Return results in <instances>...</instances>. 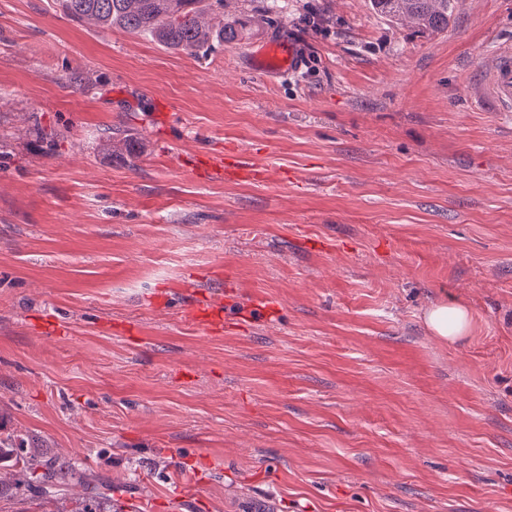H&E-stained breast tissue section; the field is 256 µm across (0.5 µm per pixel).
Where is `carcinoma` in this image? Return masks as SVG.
Returning <instances> with one entry per match:
<instances>
[{"instance_id": "obj_1", "label": "carcinoma", "mask_w": 512, "mask_h": 512, "mask_svg": "<svg viewBox=\"0 0 512 512\" xmlns=\"http://www.w3.org/2000/svg\"><path fill=\"white\" fill-rule=\"evenodd\" d=\"M62 4L71 17L99 30L144 33L159 45L190 56L208 54L249 26L245 18L224 20V0H62ZM371 5L399 27L434 33L448 27L453 0H371ZM6 459L20 478L8 484L0 480V498L33 486L45 498L55 499L76 479L77 465L44 462L18 435L0 436V461ZM79 484L83 501L77 512H112L110 485L97 480Z\"/></svg>"}]
</instances>
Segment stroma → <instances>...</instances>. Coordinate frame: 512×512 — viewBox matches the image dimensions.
Returning a JSON list of instances; mask_svg holds the SVG:
<instances>
[{
    "instance_id": "35a3bbf8",
    "label": "stroma",
    "mask_w": 512,
    "mask_h": 512,
    "mask_svg": "<svg viewBox=\"0 0 512 512\" xmlns=\"http://www.w3.org/2000/svg\"><path fill=\"white\" fill-rule=\"evenodd\" d=\"M242 14L195 58L0 0V436L114 512H512V112L470 97L512 0H453L434 34L370 0ZM268 39L298 70L252 68ZM441 301L457 342L424 323ZM228 158H210L207 162V172L210 177L222 178L225 172H232L244 179L262 177L266 175V170L253 162L236 160L232 164L228 163ZM224 302L221 296H212L205 302L193 300L194 317L206 326H218L223 322ZM425 321L435 336L448 342H455L468 331L470 316L462 306L442 303L426 313Z\"/></svg>"
}]
</instances>
